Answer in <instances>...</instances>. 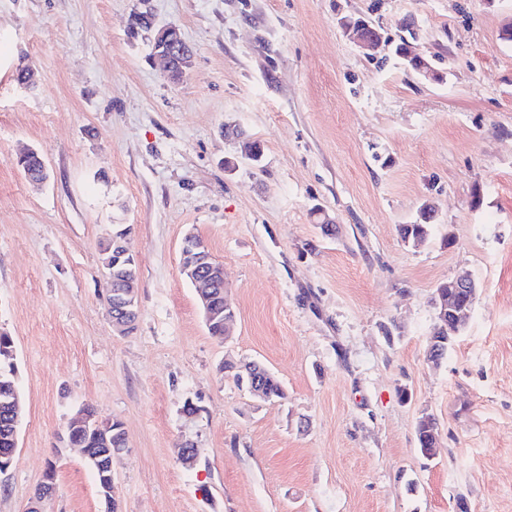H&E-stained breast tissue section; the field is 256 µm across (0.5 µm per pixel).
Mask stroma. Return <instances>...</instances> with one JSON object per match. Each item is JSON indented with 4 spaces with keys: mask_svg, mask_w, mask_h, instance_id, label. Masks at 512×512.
<instances>
[{
    "mask_svg": "<svg viewBox=\"0 0 512 512\" xmlns=\"http://www.w3.org/2000/svg\"><path fill=\"white\" fill-rule=\"evenodd\" d=\"M137 2L0 0V331L24 407L0 512L50 464L44 512H103L58 438L86 406L127 434L118 512H512V0H150L194 50L177 82L130 35ZM410 22L435 77L393 52ZM27 149L46 183L14 165ZM426 202L432 232L407 244ZM120 224L140 271L124 335L100 263ZM190 233L224 269L221 340L181 274ZM464 272L472 315L431 364L436 290ZM251 360L284 398L223 369ZM345 19L347 20L346 27L344 26V23L346 22ZM360 22V18L344 17L339 21V26L342 28L343 32L350 34L349 38L351 39L352 42H354L355 44L362 48L374 50L375 48L378 47L380 40H376L374 36L366 32L367 30L375 31L374 27H371V25L367 21H365L363 22V24H361V28L359 30L352 31V29L359 28Z\"/></svg>",
    "mask_w": 512,
    "mask_h": 512,
    "instance_id": "obj_1",
    "label": "stroma"
}]
</instances>
